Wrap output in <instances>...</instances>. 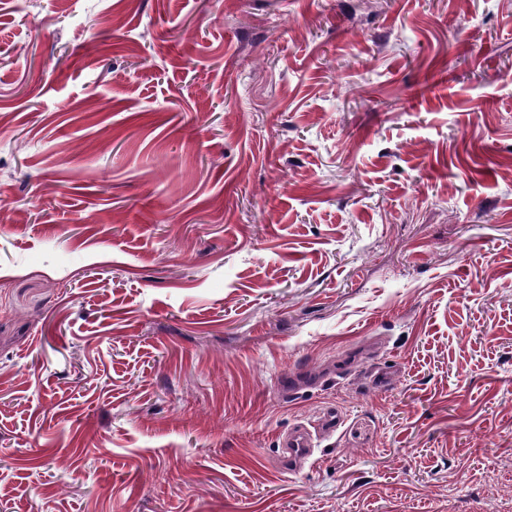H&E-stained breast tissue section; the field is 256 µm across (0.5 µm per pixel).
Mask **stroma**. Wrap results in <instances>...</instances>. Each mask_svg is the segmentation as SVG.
I'll return each mask as SVG.
<instances>
[{"label":"stroma","mask_w":512,"mask_h":512,"mask_svg":"<svg viewBox=\"0 0 512 512\" xmlns=\"http://www.w3.org/2000/svg\"><path fill=\"white\" fill-rule=\"evenodd\" d=\"M0 202V512L512 498V0H0ZM312 447V439L304 429H293L282 438L279 461L288 466L289 472H296L312 455Z\"/></svg>","instance_id":"35a3bbf8"}]
</instances>
